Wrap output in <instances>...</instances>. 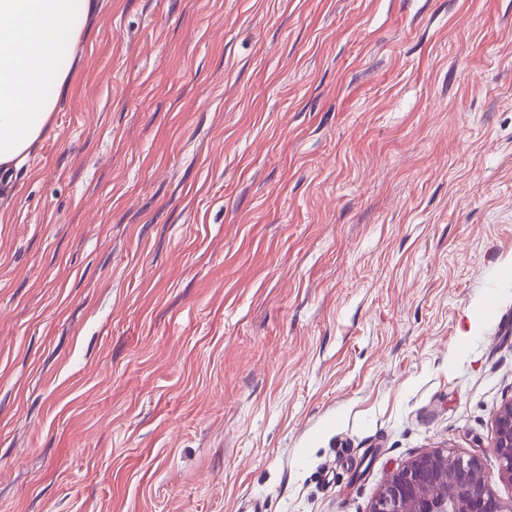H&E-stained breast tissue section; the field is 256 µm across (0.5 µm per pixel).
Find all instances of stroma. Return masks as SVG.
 I'll use <instances>...</instances> for the list:
<instances>
[{
  "instance_id": "1",
  "label": "stroma",
  "mask_w": 512,
  "mask_h": 512,
  "mask_svg": "<svg viewBox=\"0 0 512 512\" xmlns=\"http://www.w3.org/2000/svg\"><path fill=\"white\" fill-rule=\"evenodd\" d=\"M0 194V512H369L512 398V0H99Z\"/></svg>"
}]
</instances>
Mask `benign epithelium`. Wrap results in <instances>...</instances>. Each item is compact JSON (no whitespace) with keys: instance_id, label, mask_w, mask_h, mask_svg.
<instances>
[{"instance_id":"1","label":"benign epithelium","mask_w":512,"mask_h":512,"mask_svg":"<svg viewBox=\"0 0 512 512\" xmlns=\"http://www.w3.org/2000/svg\"><path fill=\"white\" fill-rule=\"evenodd\" d=\"M492 451L512 480V398L497 410ZM370 512H512L488 481L478 457L435 450L392 471Z\"/></svg>"}]
</instances>
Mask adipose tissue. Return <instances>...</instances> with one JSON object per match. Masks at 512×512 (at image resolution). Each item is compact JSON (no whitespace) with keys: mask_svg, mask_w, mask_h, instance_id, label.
<instances>
[{"mask_svg":"<svg viewBox=\"0 0 512 512\" xmlns=\"http://www.w3.org/2000/svg\"><path fill=\"white\" fill-rule=\"evenodd\" d=\"M97 0H0V169L24 163L52 129Z\"/></svg>","mask_w":512,"mask_h":512,"instance_id":"ef3b65f1","label":"adipose tissue"}]
</instances>
